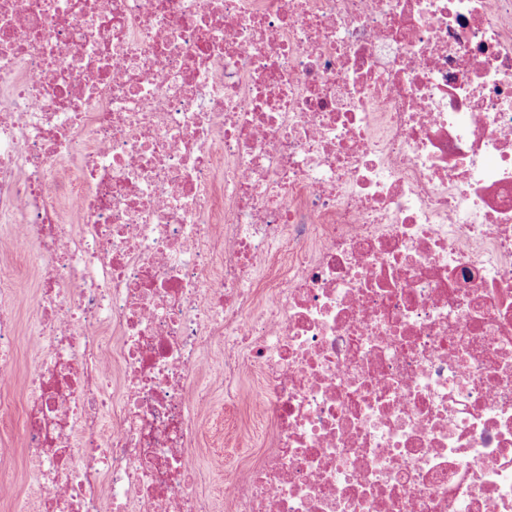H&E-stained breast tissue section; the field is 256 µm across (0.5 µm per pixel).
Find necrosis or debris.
<instances>
[{"label": "necrosis or debris", "mask_w": 512, "mask_h": 512, "mask_svg": "<svg viewBox=\"0 0 512 512\" xmlns=\"http://www.w3.org/2000/svg\"><path fill=\"white\" fill-rule=\"evenodd\" d=\"M0 223L15 512H512V0H0ZM10 265V266H9ZM8 273L13 274L19 288L17 301V318L19 323V341L16 357L13 362L14 369L19 379L28 371L31 366V356L27 351L24 339L29 336L34 327V319L30 315L29 300L33 294L36 280L34 265L29 258L16 257L8 267L4 265ZM212 372L199 379L201 387L210 391L215 409L223 412L222 420L203 434L200 439V464L210 472L206 491L217 495L224 487V471L232 466L252 461L270 441V431L247 403L239 409L225 408L224 388L217 377L218 361L222 352L218 345L211 348ZM4 400L10 405L8 413L1 417L0 411V453L11 457L14 469L11 472V483L9 489L0 491V512H13L10 510L12 502L10 498L24 497L30 486V466L26 461L22 438L18 429V418L20 416V405L22 390L18 385L11 393L4 395Z\"/></svg>", "instance_id": "1"}]
</instances>
